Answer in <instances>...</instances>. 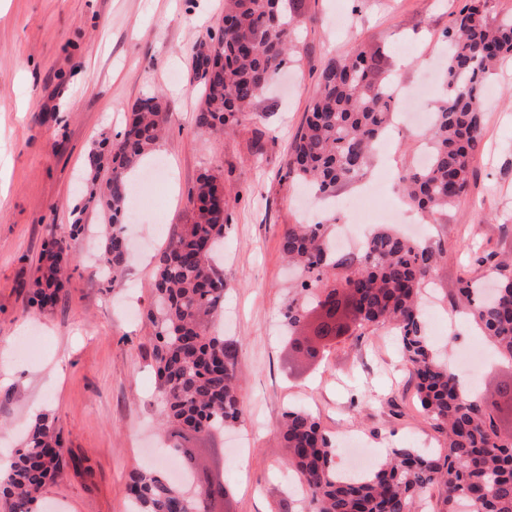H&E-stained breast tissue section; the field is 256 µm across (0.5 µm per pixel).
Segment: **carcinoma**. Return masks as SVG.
<instances>
[{
  "label": "carcinoma",
  "mask_w": 512,
  "mask_h": 512,
  "mask_svg": "<svg viewBox=\"0 0 512 512\" xmlns=\"http://www.w3.org/2000/svg\"><path fill=\"white\" fill-rule=\"evenodd\" d=\"M489 0H466L448 28L445 78L448 95L432 106L427 130L430 159L398 177L408 201L435 221L465 195L480 146L484 108L479 87L497 65L512 57V17L492 20ZM294 0H224L220 46L197 47L194 72L202 83L194 115L199 133L224 131L252 112L289 60ZM390 77L376 52L356 48L329 62L318 77L305 121L292 145L287 176L322 194L363 175L374 145L390 125ZM167 105L157 96L139 99L123 132L103 138L86 159V193L109 212L98 264L117 282L127 261L123 229L129 192L124 174L166 138ZM110 170L105 186L102 171ZM190 221L181 225L158 258L148 312L155 372L166 423L185 437L243 422L238 387L240 342L216 329L224 305V277L215 254L224 244L226 208L221 176L207 174L189 196ZM54 237L41 253L35 276L20 287L31 304L52 306L70 262L69 239ZM282 252L298 269L303 298L282 314L292 336L309 329L325 347L351 326L390 323L415 380L420 410L446 436L445 454L431 457L398 448L373 471L342 479L336 473L335 442L311 413L290 409L281 423L286 466L305 483L314 512H413L416 499L439 489L445 512H512V434H500L479 400L466 401L457 375L430 345L420 293L436 260L434 250L386 227L373 232L360 253L331 257L323 224H290ZM498 292L488 297L480 281L465 279L459 303L498 351L512 358V264L493 266ZM187 482L171 483L158 471L136 470L128 485L132 512H213L224 499V481L199 489L194 449L176 446ZM69 450L43 416L29 429L7 480L0 483L6 512H33L43 488L60 472Z\"/></svg>",
  "instance_id": "carcinoma-1"
}]
</instances>
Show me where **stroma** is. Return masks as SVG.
<instances>
[{
    "instance_id": "obj_1",
    "label": "stroma",
    "mask_w": 512,
    "mask_h": 512,
    "mask_svg": "<svg viewBox=\"0 0 512 512\" xmlns=\"http://www.w3.org/2000/svg\"><path fill=\"white\" fill-rule=\"evenodd\" d=\"M457 0H295V41L279 81L253 114L227 131L198 133L201 84L193 52L209 42L224 0H0V350L13 372L0 382V450L16 453L36 418L54 419L70 461L35 512H129L127 481L158 464L162 405L153 370L151 284L157 255L189 218L188 192L206 173L224 180L226 338L242 341L236 430L190 437L223 473L224 512H311L307 489L282 478L288 455L279 431L291 407L313 413L333 437H360L374 462L393 449L440 453L445 437L415 402V381L396 331L350 329L316 359L298 353L282 325L298 277L280 249L304 221L309 190L286 178L290 147L326 64L351 47L380 51L384 69L421 87L422 105L447 94L444 33ZM494 102L463 199L427 225L440 256L425 288L426 334L435 349L474 350L479 367L457 368L477 393L512 382L501 356L454 306L461 277H483L475 251L512 261V59L486 81ZM147 95L167 104L169 137L141 167L149 186L141 220L127 224L130 256L114 285L95 256L107 223L87 203L86 157L102 134L124 127ZM81 223L56 305L30 308L17 284L44 244Z\"/></svg>"
}]
</instances>
